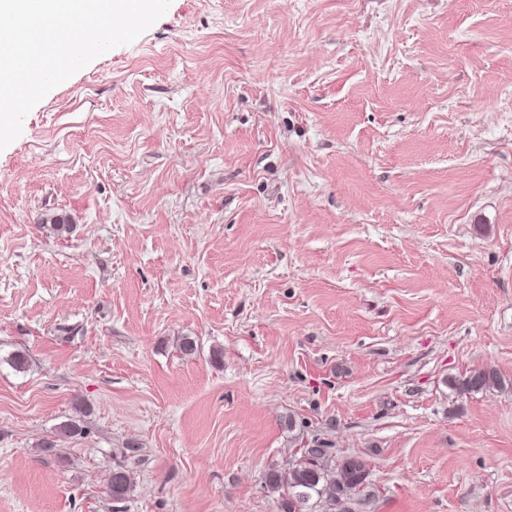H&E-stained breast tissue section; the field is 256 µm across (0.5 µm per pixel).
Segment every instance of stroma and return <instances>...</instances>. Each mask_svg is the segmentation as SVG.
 <instances>
[{"label":"stroma","instance_id":"obj_1","mask_svg":"<svg viewBox=\"0 0 512 512\" xmlns=\"http://www.w3.org/2000/svg\"><path fill=\"white\" fill-rule=\"evenodd\" d=\"M486 367L512 0H171L0 151V512H284L317 441L350 512H512V390L447 386ZM326 455L325 448H303L286 467L267 473L266 485L286 496L284 512H310L317 502L326 506L325 512H346L343 505L350 493L371 484L372 473L363 459L347 457L331 467Z\"/></svg>","mask_w":512,"mask_h":512}]
</instances>
